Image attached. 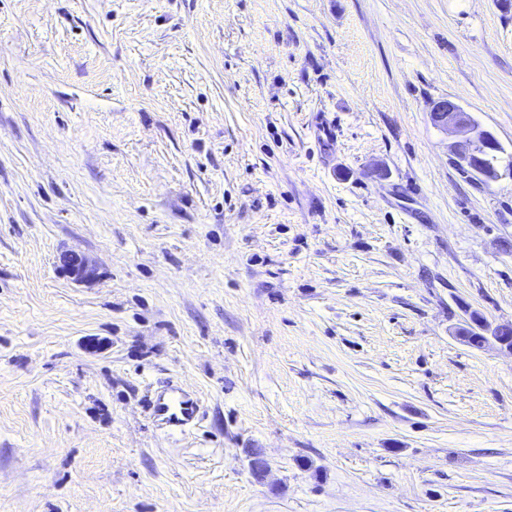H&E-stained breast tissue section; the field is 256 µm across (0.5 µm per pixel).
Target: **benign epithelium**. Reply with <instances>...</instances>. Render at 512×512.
Returning <instances> with one entry per match:
<instances>
[{
	"instance_id": "obj_1",
	"label": "benign epithelium",
	"mask_w": 512,
	"mask_h": 512,
	"mask_svg": "<svg viewBox=\"0 0 512 512\" xmlns=\"http://www.w3.org/2000/svg\"><path fill=\"white\" fill-rule=\"evenodd\" d=\"M431 118L435 126L451 129L458 140L454 143L453 154L459 172L467 177H478L490 183L502 177L499 170L486 174L478 169V162L498 148V140L489 131L480 127L474 118L462 107L450 100H443L432 106ZM62 267L72 278L87 281L94 277V270L87 262L74 255L63 259Z\"/></svg>"
}]
</instances>
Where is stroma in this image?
Listing matches in <instances>:
<instances>
[{"instance_id": "35a3bbf8", "label": "stroma", "mask_w": 512, "mask_h": 512, "mask_svg": "<svg viewBox=\"0 0 512 512\" xmlns=\"http://www.w3.org/2000/svg\"><path fill=\"white\" fill-rule=\"evenodd\" d=\"M511 165L512 0H0V512H512ZM431 118L435 126L452 129L459 139L454 143L453 154L459 172L474 179L479 177L487 184L502 177L498 167L486 174L477 167L479 162L498 148V140L489 131L482 129L474 118L462 107L450 100H443L432 106ZM487 331H489V325L484 317L478 312L472 311L468 314L464 324L458 327L456 335L466 345L481 348ZM152 417L161 429H177L198 420L200 406L192 393L173 382L163 386L150 400Z\"/></svg>"}]
</instances>
